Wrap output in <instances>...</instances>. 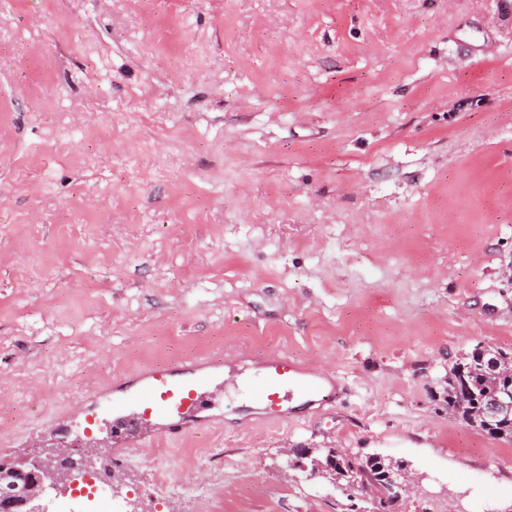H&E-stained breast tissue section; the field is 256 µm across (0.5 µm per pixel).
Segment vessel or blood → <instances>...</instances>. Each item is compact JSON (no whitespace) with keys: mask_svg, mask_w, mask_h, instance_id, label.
<instances>
[{"mask_svg":"<svg viewBox=\"0 0 512 512\" xmlns=\"http://www.w3.org/2000/svg\"><path fill=\"white\" fill-rule=\"evenodd\" d=\"M243 389L247 397L263 404L266 414L290 417L295 405H324L333 401L317 373L303 370L288 356L273 354L256 365L228 369L220 362H192L176 367H153L113 388L100 391L82 413L81 428L71 420H57L60 430L76 433L78 440L93 438L104 412H111L133 426L113 438L116 447H142L158 437L176 440L206 421L213 409L204 396L225 385Z\"/></svg>","mask_w":512,"mask_h":512,"instance_id":"obj_1","label":"vessel or blood"}]
</instances>
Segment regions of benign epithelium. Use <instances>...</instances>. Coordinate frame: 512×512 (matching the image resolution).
I'll return each mask as SVG.
<instances>
[{"label":"benign epithelium","instance_id":"1","mask_svg":"<svg viewBox=\"0 0 512 512\" xmlns=\"http://www.w3.org/2000/svg\"><path fill=\"white\" fill-rule=\"evenodd\" d=\"M493 384H501L498 394L484 403V428L494 430L495 424L512 415V359L496 355L483 363ZM69 448H56L45 457L23 456L12 461L0 460V512H44L39 501L46 491L65 482L67 473L58 463V456ZM397 499H402L412 488L408 473L395 470L388 475Z\"/></svg>","mask_w":512,"mask_h":512}]
</instances>
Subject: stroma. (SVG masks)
Returning <instances> with one entry per match:
<instances>
[{"instance_id":"35a3bbf8","label":"stroma","mask_w":512,"mask_h":512,"mask_svg":"<svg viewBox=\"0 0 512 512\" xmlns=\"http://www.w3.org/2000/svg\"><path fill=\"white\" fill-rule=\"evenodd\" d=\"M512 352V0H0V459L105 386L287 354L336 389L126 448L101 512H349L286 449L406 464L396 512H512L448 370ZM165 493H176L193 498L199 505V512H213V501L216 496L214 483L201 475L197 480L185 482L178 478L171 479L164 485Z\"/></svg>"}]
</instances>
